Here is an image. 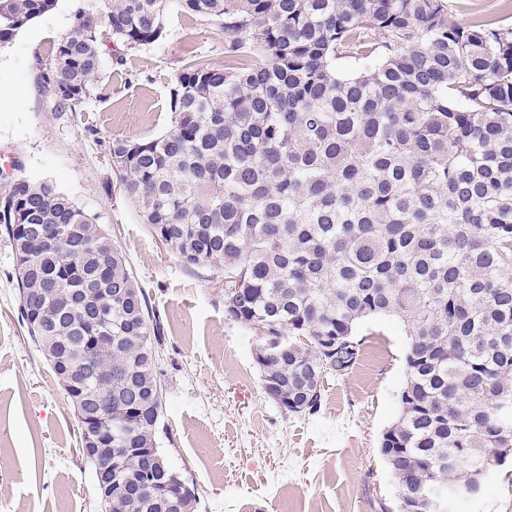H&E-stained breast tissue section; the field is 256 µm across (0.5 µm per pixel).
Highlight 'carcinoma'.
<instances>
[{"mask_svg":"<svg viewBox=\"0 0 512 512\" xmlns=\"http://www.w3.org/2000/svg\"><path fill=\"white\" fill-rule=\"evenodd\" d=\"M56 0H0V46ZM78 10L43 85L76 112L101 64V28L127 49L165 35L169 0ZM224 32V67L186 60L158 138L102 145L116 186L191 270L224 274V314L259 335L268 399L315 415L356 363L358 324L410 336L398 419L379 452L398 503L431 489L477 499L512 456V27L448 20V0H174ZM110 183L105 191L112 192ZM47 227L23 241L20 225ZM19 320L78 374L108 318L95 410L153 448L165 472L125 475L104 512H165L157 430L160 319L125 253L67 195L17 176L0 198Z\"/></svg>","mask_w":512,"mask_h":512,"instance_id":"cac0c4a2","label":"carcinoma"}]
</instances>
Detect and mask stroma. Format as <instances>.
Here are the masks:
<instances>
[{"label":"stroma","instance_id":"stroma-1","mask_svg":"<svg viewBox=\"0 0 512 512\" xmlns=\"http://www.w3.org/2000/svg\"><path fill=\"white\" fill-rule=\"evenodd\" d=\"M97 0H56L0 47V168L70 196L125 252L168 332L159 352L167 386L159 446L193 482L196 512H380L399 490L379 453L400 413L409 338L401 320L371 318L351 372L326 375L314 416L280 409L254 362L259 335L224 314V285L182 266L120 192L101 143L152 139L169 128V88L187 56L224 63V34L170 7L166 35L137 50L105 43L81 111L60 115L42 74L77 10ZM450 20L512 23V0H448ZM124 54V65L114 57ZM96 136H89V128ZM9 243L0 237V512H101L91 468L78 453L74 410L18 320ZM454 512H512V488L490 478Z\"/></svg>","mask_w":512,"mask_h":512}]
</instances>
